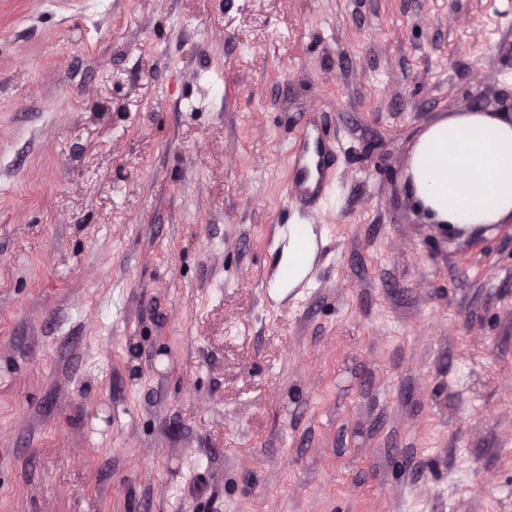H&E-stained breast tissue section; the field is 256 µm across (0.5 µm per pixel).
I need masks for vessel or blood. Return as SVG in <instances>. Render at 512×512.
<instances>
[{
  "instance_id": "b4317fda",
  "label": "vessel or blood",
  "mask_w": 512,
  "mask_h": 512,
  "mask_svg": "<svg viewBox=\"0 0 512 512\" xmlns=\"http://www.w3.org/2000/svg\"><path fill=\"white\" fill-rule=\"evenodd\" d=\"M335 153L334 144L323 142L312 131L301 134L289 154L291 194L296 201L314 202L324 196L332 178L330 159ZM278 231L285 236L297 235L304 247L321 254V238L307 225L282 224Z\"/></svg>"
}]
</instances>
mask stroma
Segmentation results:
<instances>
[{
  "instance_id": "stroma-1",
  "label": "stroma",
  "mask_w": 512,
  "mask_h": 512,
  "mask_svg": "<svg viewBox=\"0 0 512 512\" xmlns=\"http://www.w3.org/2000/svg\"><path fill=\"white\" fill-rule=\"evenodd\" d=\"M477 108L512 0H0V512H512V224L403 180ZM311 153L317 158L313 174L309 168ZM335 153L333 143L326 144L312 131L306 130L301 134L289 153L291 194L296 201L314 202L325 195L332 178L330 157ZM308 226L306 224L303 225H295V224H279L277 225L278 233L285 235L290 238L291 234H296L303 246L305 247V251L298 250L294 238L291 237L288 243V252L286 255V264L282 261V257L279 260L278 267L280 266L279 271L276 272L278 274V278L274 282L275 288H290L293 287L297 281L302 278L305 274L307 267L310 262V255L307 251L308 247L313 251L314 260L310 270L303 277L301 282L295 286L294 288L289 289V295L294 297L298 295L300 292L307 290L303 288L304 285L310 279L312 268L316 262V260L320 257L322 252V242L318 233L315 231L314 226L312 225L311 231L308 232ZM288 268L294 272V277L289 280L288 283Z\"/></svg>"
}]
</instances>
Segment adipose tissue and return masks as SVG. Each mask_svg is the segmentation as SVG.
Instances as JSON below:
<instances>
[{
    "mask_svg": "<svg viewBox=\"0 0 512 512\" xmlns=\"http://www.w3.org/2000/svg\"><path fill=\"white\" fill-rule=\"evenodd\" d=\"M406 184L434 224L489 235L512 221V118L462 112L426 127Z\"/></svg>",
    "mask_w": 512,
    "mask_h": 512,
    "instance_id": "ef3b65f1",
    "label": "adipose tissue"
}]
</instances>
